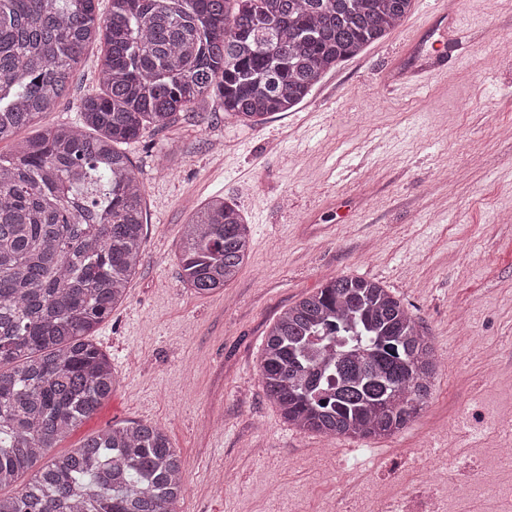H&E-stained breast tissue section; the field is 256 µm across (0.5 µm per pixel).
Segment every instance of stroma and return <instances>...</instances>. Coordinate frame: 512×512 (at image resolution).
Instances as JSON below:
<instances>
[{"label": "stroma", "mask_w": 512, "mask_h": 512, "mask_svg": "<svg viewBox=\"0 0 512 512\" xmlns=\"http://www.w3.org/2000/svg\"><path fill=\"white\" fill-rule=\"evenodd\" d=\"M433 7L414 0L406 26L295 111L249 125L209 98L123 145L145 187V253L92 336L112 360V396L64 448L149 422L181 455L180 512H322L340 483L426 492L415 451L439 445L443 427L460 445L492 440L487 423L512 411V0L461 16L451 45L422 30ZM100 56L86 46L69 93L21 137L81 123ZM442 61L447 76L432 74ZM215 196L249 224L251 249L222 293L199 296L180 278V244ZM341 275L402 296L444 359L408 428L367 444L289 426L259 372L269 326Z\"/></svg>", "instance_id": "stroma-1"}]
</instances>
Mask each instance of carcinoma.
I'll return each mask as SVG.
<instances>
[{
    "label": "carcinoma",
    "mask_w": 512,
    "mask_h": 512,
    "mask_svg": "<svg viewBox=\"0 0 512 512\" xmlns=\"http://www.w3.org/2000/svg\"><path fill=\"white\" fill-rule=\"evenodd\" d=\"M0 0V512H179L183 465L167 431L114 424L54 454L112 395L87 336L126 298L145 248L144 185L117 145L215 97L257 125L382 39L412 0ZM102 44L103 88L82 124L22 128L70 89ZM250 227L216 196L185 225L183 281L224 291ZM432 339L380 282L343 275L288 306L266 335V395L288 424L360 441L401 433L429 402Z\"/></svg>",
    "instance_id": "1"
}]
</instances>
